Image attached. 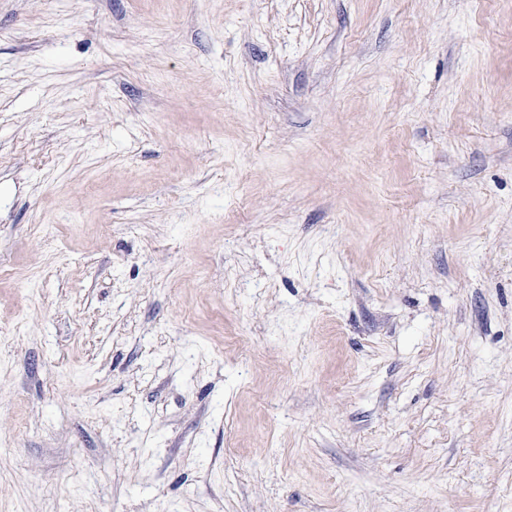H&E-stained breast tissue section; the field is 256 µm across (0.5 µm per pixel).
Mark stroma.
I'll return each mask as SVG.
<instances>
[{
	"mask_svg": "<svg viewBox=\"0 0 512 512\" xmlns=\"http://www.w3.org/2000/svg\"><path fill=\"white\" fill-rule=\"evenodd\" d=\"M0 512H512V0H0Z\"/></svg>",
	"mask_w": 512,
	"mask_h": 512,
	"instance_id": "35a3bbf8",
	"label": "stroma"
}]
</instances>
